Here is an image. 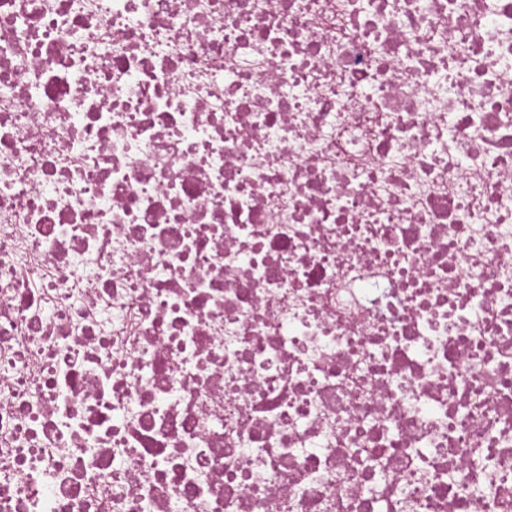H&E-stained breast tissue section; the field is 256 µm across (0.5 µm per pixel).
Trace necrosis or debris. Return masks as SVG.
I'll return each mask as SVG.
<instances>
[{
	"label": "necrosis or debris",
	"instance_id": "1",
	"mask_svg": "<svg viewBox=\"0 0 512 512\" xmlns=\"http://www.w3.org/2000/svg\"><path fill=\"white\" fill-rule=\"evenodd\" d=\"M0 512H512V0H0Z\"/></svg>",
	"mask_w": 512,
	"mask_h": 512
}]
</instances>
